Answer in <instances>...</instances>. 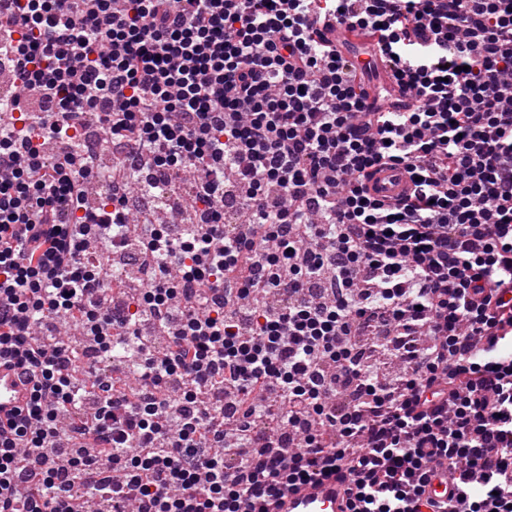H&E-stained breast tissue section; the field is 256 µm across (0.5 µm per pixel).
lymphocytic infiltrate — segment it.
Listing matches in <instances>:
<instances>
[{
  "label": "lymphocytic infiltrate",
  "instance_id": "f902f5d3",
  "mask_svg": "<svg viewBox=\"0 0 512 512\" xmlns=\"http://www.w3.org/2000/svg\"><path fill=\"white\" fill-rule=\"evenodd\" d=\"M332 24L409 100H368ZM0 57L26 96L0 128V365L29 390L0 512H256L339 473L349 512H512V0H8ZM75 99L111 101L129 153L93 211ZM383 165L404 198L370 197ZM186 170L199 221L143 225L147 286L115 309L86 258L133 180ZM61 314L101 366L37 334Z\"/></svg>",
  "mask_w": 512,
  "mask_h": 512
}]
</instances>
